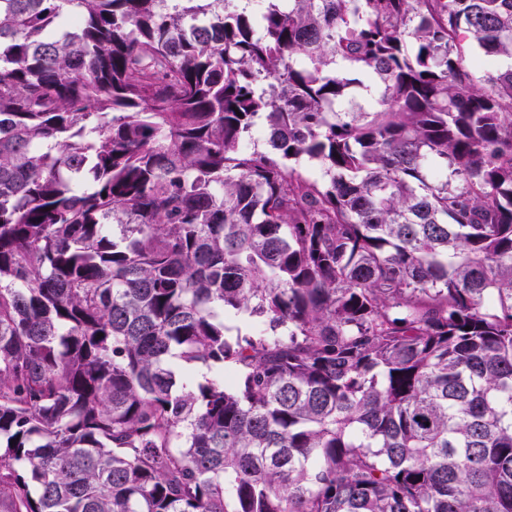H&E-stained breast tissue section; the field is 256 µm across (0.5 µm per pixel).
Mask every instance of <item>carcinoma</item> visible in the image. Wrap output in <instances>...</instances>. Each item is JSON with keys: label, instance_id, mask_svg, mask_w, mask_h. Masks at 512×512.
<instances>
[{"label": "carcinoma", "instance_id": "carcinoma-1", "mask_svg": "<svg viewBox=\"0 0 512 512\" xmlns=\"http://www.w3.org/2000/svg\"><path fill=\"white\" fill-rule=\"evenodd\" d=\"M0 512H512V0H0Z\"/></svg>", "mask_w": 512, "mask_h": 512}]
</instances>
